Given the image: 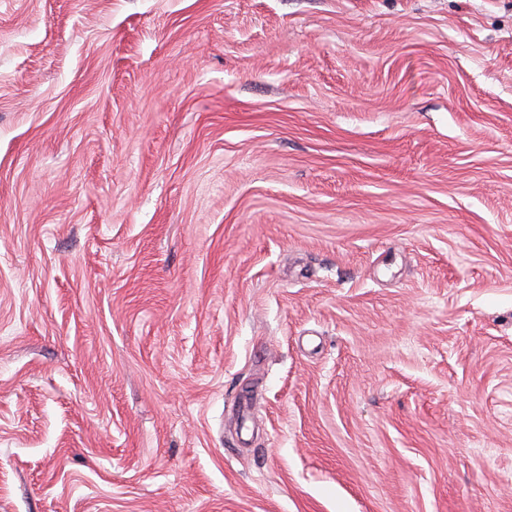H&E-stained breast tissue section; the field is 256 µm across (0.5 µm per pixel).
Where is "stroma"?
<instances>
[{"label":"stroma","mask_w":512,"mask_h":512,"mask_svg":"<svg viewBox=\"0 0 512 512\" xmlns=\"http://www.w3.org/2000/svg\"><path fill=\"white\" fill-rule=\"evenodd\" d=\"M0 512H512V0H0Z\"/></svg>","instance_id":"35a3bbf8"}]
</instances>
